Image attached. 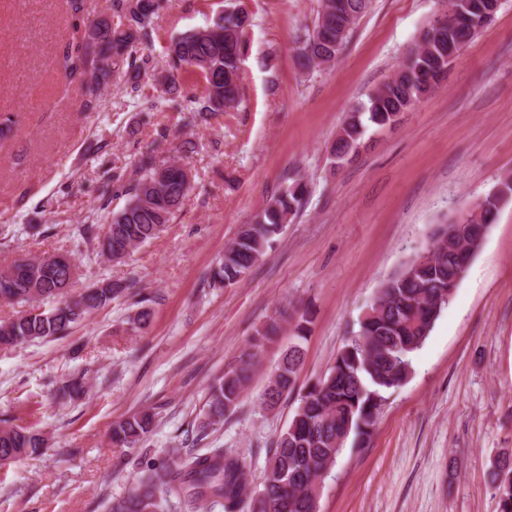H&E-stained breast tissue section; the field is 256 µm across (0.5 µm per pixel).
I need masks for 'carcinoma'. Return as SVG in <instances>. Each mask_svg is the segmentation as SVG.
Masks as SVG:
<instances>
[{
  "label": "carcinoma",
  "instance_id": "carcinoma-1",
  "mask_svg": "<svg viewBox=\"0 0 512 512\" xmlns=\"http://www.w3.org/2000/svg\"><path fill=\"white\" fill-rule=\"evenodd\" d=\"M168 0H112L111 19L97 23L96 38L88 42L80 27L73 28L61 67L80 82L87 111L98 106L103 86L120 70L132 84L146 74L149 60L137 55L136 45L152 37V22ZM463 23L452 38L468 43L486 17V0H449ZM370 0H320L312 29L296 36L297 58L305 69L336 59ZM247 13L224 10L212 25L174 38L167 48L168 77L163 87L168 101L180 98L179 73L190 69L204 79V93L188 99L194 118L203 121L236 109L242 102L241 62L245 52ZM446 42L424 37L406 64L385 82L368 102L351 110L336 134L331 156L341 163L356 151L369 129L395 126L404 111L436 89L442 75ZM142 175L126 179L112 174V197L125 204L112 211L110 224L98 240V253L122 262L171 223L187 196L181 172L171 160L142 158ZM307 184L296 179L271 198L249 224L241 226L224 256L212 269L213 286L238 282L267 251L275 236L302 205ZM486 203L473 212L469 227L434 224L429 241L397 272L383 281L357 320V330L336 356L327 374L300 395L298 406L276 446L270 449L261 489L248 493L243 460L224 448L168 449V457L143 459L138 478L126 495L111 500L107 512H317L323 477L334 467L346 443L360 446L373 430L387 394L402 387L413 373L412 356L430 335L460 282V271L481 247L477 227L491 225L501 208L512 201V176L499 179L485 195ZM77 267L66 255L14 262L0 270V301L34 303L53 300L48 310L32 308L0 322V346L20 347L35 340L59 339L87 316L105 307L131 287L130 282L103 279L69 295ZM277 322L256 331L253 352L241 366L224 374L208 393L200 435L224 424L236 411L246 390L252 362L264 341L277 334ZM303 357L301 344L291 346L272 374L262 397L268 411L296 389ZM87 392L85 374H72L61 387L65 399ZM155 413L129 415L112 424L110 438L118 448H137L151 432ZM47 438L32 425L0 427V461L38 457ZM490 481L499 512H512V452L503 450L491 461Z\"/></svg>",
  "mask_w": 512,
  "mask_h": 512
}]
</instances>
